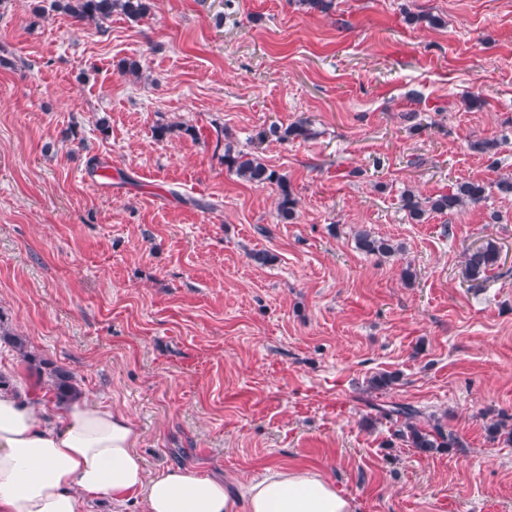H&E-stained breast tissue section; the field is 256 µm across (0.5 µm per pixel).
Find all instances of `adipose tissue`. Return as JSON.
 I'll return each mask as SVG.
<instances>
[{
  "label": "adipose tissue",
  "instance_id": "ef3b65f1",
  "mask_svg": "<svg viewBox=\"0 0 512 512\" xmlns=\"http://www.w3.org/2000/svg\"><path fill=\"white\" fill-rule=\"evenodd\" d=\"M140 433L122 411L39 388L0 389V512H83L86 501L136 500L140 512H356L353 497L316 472L268 468L240 497L183 468L147 472Z\"/></svg>",
  "mask_w": 512,
  "mask_h": 512
}]
</instances>
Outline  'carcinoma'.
I'll use <instances>...</instances> for the list:
<instances>
[{
  "instance_id": "obj_1",
  "label": "carcinoma",
  "mask_w": 512,
  "mask_h": 512,
  "mask_svg": "<svg viewBox=\"0 0 512 512\" xmlns=\"http://www.w3.org/2000/svg\"><path fill=\"white\" fill-rule=\"evenodd\" d=\"M59 8L79 21L99 23L111 18L115 12L132 20L139 19L149 11V3L148 0H59ZM270 134L286 141L291 137H306L309 132L304 123L296 122L283 130L274 126ZM224 165L248 182L277 186L278 216L283 221L294 217L297 200L288 188L287 180L276 170L247 152L233 150L229 143L224 145ZM485 199V185L472 180L460 181L450 192L432 199L422 200L411 189L404 190L401 195L403 209L408 217L417 223L425 221L432 213L459 212L467 206L480 204ZM355 243L359 250L368 254L392 255L401 251V245L364 228L355 232ZM498 260V248L491 242L468 249L464 252L463 260L465 276L476 283L483 281L497 265ZM0 336L6 338L24 359L31 360L25 340L10 332L1 323ZM46 387L47 393L60 402L79 392L73 383L72 374L63 368L52 371ZM378 412L383 418L395 421L397 429L394 436L421 453L461 447L458 438L445 430L435 416L428 415L417 407L395 403L389 407L378 408Z\"/></svg>"
}]
</instances>
